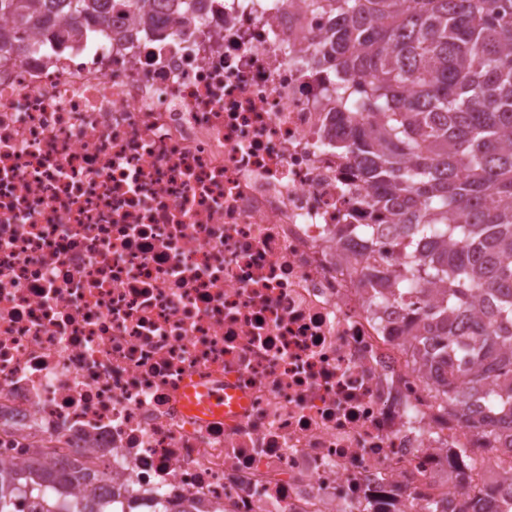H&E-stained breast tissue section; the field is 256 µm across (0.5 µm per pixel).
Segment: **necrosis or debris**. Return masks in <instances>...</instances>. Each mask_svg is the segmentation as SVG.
<instances>
[{"mask_svg": "<svg viewBox=\"0 0 512 512\" xmlns=\"http://www.w3.org/2000/svg\"><path fill=\"white\" fill-rule=\"evenodd\" d=\"M133 5L60 52H0V457L90 469L113 512H512V441L413 351L437 290L363 232L306 0ZM244 395L201 423L187 383Z\"/></svg>", "mask_w": 512, "mask_h": 512, "instance_id": "1", "label": "necrosis or debris"}]
</instances>
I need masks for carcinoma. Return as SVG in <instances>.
I'll list each match as a JSON object with an SVG mask.
<instances>
[{
  "label": "carcinoma",
  "mask_w": 512,
  "mask_h": 512,
  "mask_svg": "<svg viewBox=\"0 0 512 512\" xmlns=\"http://www.w3.org/2000/svg\"><path fill=\"white\" fill-rule=\"evenodd\" d=\"M134 2L157 34L159 8L202 15L204 0H0V49L26 51L38 32L69 48L112 10ZM336 18L315 63L333 76L338 149L387 215L364 225L380 244L405 250L403 272L367 274L381 303L424 284L441 289L445 335L491 296L489 325L461 347L475 358L468 387L440 391L465 406L490 391L512 432V0H309ZM0 463V512H110L88 488L69 504L67 480L36 461L16 475Z\"/></svg>",
  "instance_id": "cac0c4a2"
}]
</instances>
